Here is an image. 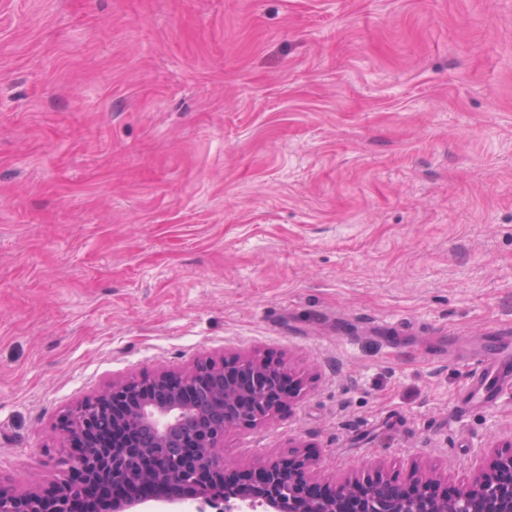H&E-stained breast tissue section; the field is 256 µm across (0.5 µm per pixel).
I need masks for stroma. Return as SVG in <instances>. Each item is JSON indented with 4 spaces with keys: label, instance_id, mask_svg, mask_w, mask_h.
Masks as SVG:
<instances>
[{
    "label": "stroma",
    "instance_id": "1",
    "mask_svg": "<svg viewBox=\"0 0 512 512\" xmlns=\"http://www.w3.org/2000/svg\"><path fill=\"white\" fill-rule=\"evenodd\" d=\"M512 323V0H0V478L113 381L282 358L247 465L457 474ZM499 374H492L484 369L482 364H478L470 371L468 383V396L470 400L478 396L485 404H493L499 398L498 390L494 380Z\"/></svg>",
    "mask_w": 512,
    "mask_h": 512
}]
</instances>
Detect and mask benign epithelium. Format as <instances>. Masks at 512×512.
Segmentation results:
<instances>
[{"mask_svg":"<svg viewBox=\"0 0 512 512\" xmlns=\"http://www.w3.org/2000/svg\"><path fill=\"white\" fill-rule=\"evenodd\" d=\"M215 365L224 373V428L194 430L188 443L193 454L144 456L126 427L150 428L152 443L166 446L171 431L193 419V389L205 383L207 372L164 370L114 382L62 415L58 428L70 447L55 463L59 480L24 492L0 483V512H85L99 494L112 500V512H125L137 499L129 487L139 473L172 498L185 492L205 497L222 488L227 512L242 488L274 512H512V443L485 454L469 477L453 483L415 465L402 477L377 469L331 484L304 450L255 467L228 462L224 430L271 421L301 394L304 380L267 356L232 353Z\"/></svg>","mask_w":512,"mask_h":512,"instance_id":"1","label":"benign epithelium"}]
</instances>
